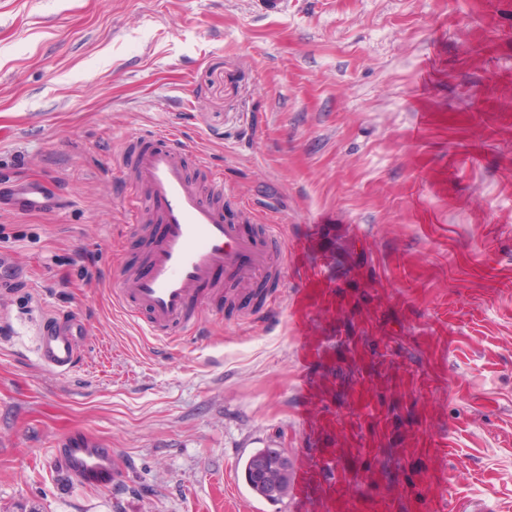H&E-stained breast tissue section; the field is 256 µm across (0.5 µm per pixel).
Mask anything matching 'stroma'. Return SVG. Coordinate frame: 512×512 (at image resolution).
I'll return each mask as SVG.
<instances>
[{
    "label": "stroma",
    "mask_w": 512,
    "mask_h": 512,
    "mask_svg": "<svg viewBox=\"0 0 512 512\" xmlns=\"http://www.w3.org/2000/svg\"><path fill=\"white\" fill-rule=\"evenodd\" d=\"M145 131L295 251L162 350L108 288ZM0 276V512H512V0H0ZM75 433L115 488L51 456ZM266 447L298 501L246 485ZM87 329L76 314H62L44 325L38 344L42 364L58 373H68L77 363ZM71 478L83 486H112L119 479L115 453L85 435H74L53 448ZM282 454H285L276 448H259L243 463V472L245 481L252 492L258 496L276 502L280 501L284 496L273 498L272 489L266 483L260 480L259 471L267 470L271 473L278 475L283 482L291 483L292 478V464L291 461L286 459V465L283 461ZM284 467L285 471L280 472L279 468Z\"/></svg>",
    "instance_id": "obj_1"
}]
</instances>
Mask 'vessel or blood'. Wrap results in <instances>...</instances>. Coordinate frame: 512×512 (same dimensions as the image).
<instances>
[{"instance_id": "1", "label": "vessel or blood", "mask_w": 512, "mask_h": 512, "mask_svg": "<svg viewBox=\"0 0 512 512\" xmlns=\"http://www.w3.org/2000/svg\"><path fill=\"white\" fill-rule=\"evenodd\" d=\"M132 143L120 164L133 173L134 221L145 241V259L142 266L121 268L111 284L112 296L134 320L144 321L160 344L177 333L203 335L204 293L216 286L217 273L246 288L252 279L283 272L284 231L280 225L268 224L257 237L228 223L224 216L228 187L217 175L207 191L196 187L188 165L205 170L209 164L203 156L187 155L177 134L149 131L133 137ZM86 335L79 316L54 318L39 338L42 364L68 373ZM53 453L81 485L109 486L119 478L114 451L86 436L65 439Z\"/></svg>"}]
</instances>
